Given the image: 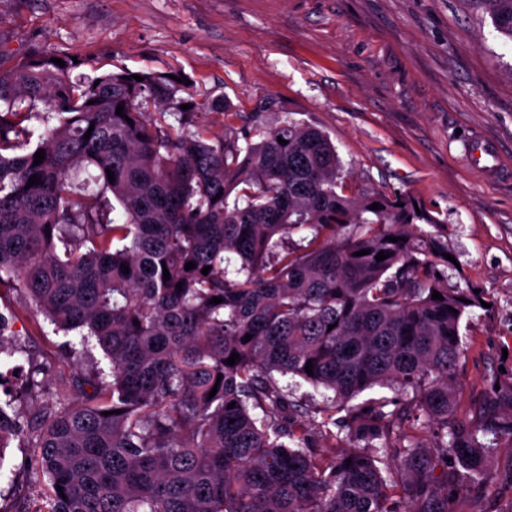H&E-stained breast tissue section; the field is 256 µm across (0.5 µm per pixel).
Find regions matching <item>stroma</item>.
<instances>
[{"label":"stroma","mask_w":512,"mask_h":512,"mask_svg":"<svg viewBox=\"0 0 512 512\" xmlns=\"http://www.w3.org/2000/svg\"><path fill=\"white\" fill-rule=\"evenodd\" d=\"M76 58L73 75L121 66L174 72L194 87L189 119L215 138L228 101L324 130L345 172L439 213L457 264L450 287L476 285L491 313L464 332L458 412L487 376L512 385V40L484 0H0V60ZM0 313L49 370L44 393L71 380L63 333L19 289ZM484 512L512 502V449H499Z\"/></svg>","instance_id":"1"}]
</instances>
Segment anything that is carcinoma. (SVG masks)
<instances>
[{
  "label": "carcinoma",
  "instance_id": "cac0c4a2",
  "mask_svg": "<svg viewBox=\"0 0 512 512\" xmlns=\"http://www.w3.org/2000/svg\"><path fill=\"white\" fill-rule=\"evenodd\" d=\"M485 2L512 40V0ZM72 68L49 55L0 67V285L80 336L66 354L93 341L109 367L28 410L38 371L0 392V464L15 440L35 449L18 512H454L492 482L512 448V386L490 380L457 415L462 326L489 299L448 287L443 220L353 185L304 121L257 113L238 128L218 103L214 140L181 108L166 122L181 91L167 74L74 82ZM32 119L44 131L29 149ZM10 328L1 313L12 371L28 349ZM375 386L394 397L354 402Z\"/></svg>",
  "mask_w": 512,
  "mask_h": 512
}]
</instances>
